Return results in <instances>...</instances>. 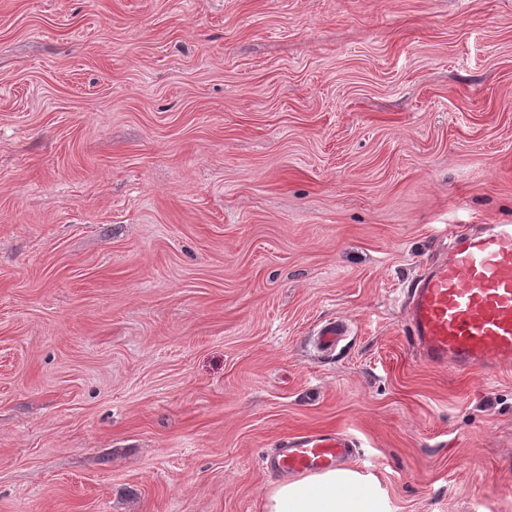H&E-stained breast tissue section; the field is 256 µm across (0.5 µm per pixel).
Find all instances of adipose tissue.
Instances as JSON below:
<instances>
[{
	"mask_svg": "<svg viewBox=\"0 0 512 512\" xmlns=\"http://www.w3.org/2000/svg\"><path fill=\"white\" fill-rule=\"evenodd\" d=\"M266 512H384L374 485L352 469L338 468L302 480L283 481L268 494Z\"/></svg>",
	"mask_w": 512,
	"mask_h": 512,
	"instance_id": "1",
	"label": "adipose tissue"
}]
</instances>
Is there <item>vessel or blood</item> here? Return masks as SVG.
I'll use <instances>...</instances> for the list:
<instances>
[{
	"mask_svg": "<svg viewBox=\"0 0 512 512\" xmlns=\"http://www.w3.org/2000/svg\"><path fill=\"white\" fill-rule=\"evenodd\" d=\"M410 344L421 363L465 374L512 369V224L460 225L448 249L408 287ZM358 451L345 431L283 439L268 472L302 476L347 466Z\"/></svg>",
	"mask_w": 512,
	"mask_h": 512,
	"instance_id": "b4317fda",
	"label": "vessel or blood"
}]
</instances>
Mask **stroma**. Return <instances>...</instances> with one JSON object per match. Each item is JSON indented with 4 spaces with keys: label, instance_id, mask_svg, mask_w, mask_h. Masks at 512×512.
I'll use <instances>...</instances> for the list:
<instances>
[{
    "label": "stroma",
    "instance_id": "stroma-1",
    "mask_svg": "<svg viewBox=\"0 0 512 512\" xmlns=\"http://www.w3.org/2000/svg\"><path fill=\"white\" fill-rule=\"evenodd\" d=\"M510 223L512 0H0V512H265L336 430L387 512H512V369L404 328Z\"/></svg>",
    "mask_w": 512,
    "mask_h": 512
}]
</instances>
